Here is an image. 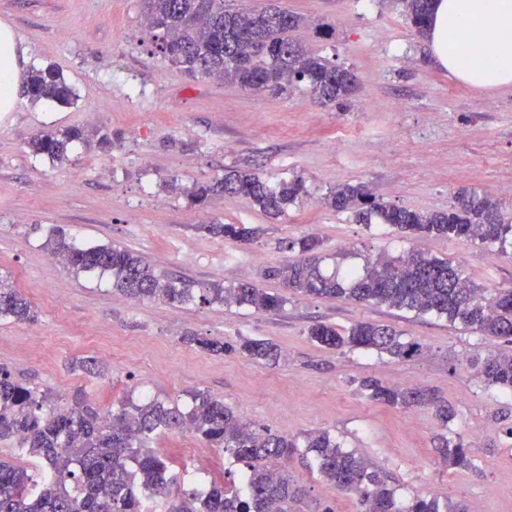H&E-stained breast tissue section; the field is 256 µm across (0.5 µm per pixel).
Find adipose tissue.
<instances>
[{"mask_svg": "<svg viewBox=\"0 0 512 512\" xmlns=\"http://www.w3.org/2000/svg\"><path fill=\"white\" fill-rule=\"evenodd\" d=\"M439 68L481 90L512 86V0H436L427 37ZM27 50L0 23V112L15 108Z\"/></svg>", "mask_w": 512, "mask_h": 512, "instance_id": "1", "label": "adipose tissue"}]
</instances>
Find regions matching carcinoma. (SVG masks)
<instances>
[{"label": "carcinoma", "instance_id": "cac0c4a2", "mask_svg": "<svg viewBox=\"0 0 512 512\" xmlns=\"http://www.w3.org/2000/svg\"><path fill=\"white\" fill-rule=\"evenodd\" d=\"M416 34L427 36L433 0H398ZM145 38L165 60L192 77L211 78L271 95L305 90L321 104L340 110L355 89L354 74L335 62L305 50L294 33L306 19L277 5L229 8L224 0H143ZM34 101L69 104L72 88L50 69L34 68L26 86ZM106 150L112 135L81 127L44 129L28 147L63 165L78 144ZM306 194L302 179L269 180L257 173L231 170L221 178L194 184L199 204L215 195H243L267 216L285 214ZM325 204L357 224H388L412 238L456 237L480 242L490 252L512 249V224L504 222L499 204L485 194L463 189L447 211L419 212L385 203L367 186L344 183ZM217 237L247 243L259 228L247 224H208ZM43 248L70 272L107 276L112 289L138 299L160 300L175 307L221 304L276 312L286 302L252 283L215 282L198 288L170 274L156 273L141 256L112 244L68 239L52 228ZM283 250L297 257L283 267L267 269L288 291L313 298L348 299L384 305L417 316L434 315L490 338L512 342V288L490 291L477 286L462 265L429 257L417 250L398 256L367 257L343 276L326 275L320 264L321 242L309 236L288 240ZM32 303L0 280V319L30 322ZM311 341L330 349L374 350L400 361L417 356L422 344L402 337L391 325L358 321L340 331L329 323L308 327ZM190 344L214 355L237 348L248 358L268 365L279 362L280 348L264 339L240 336L236 344L190 335ZM475 377L487 386L512 392V353L490 351L468 359ZM359 391L370 402L394 409H432L441 426L454 416L448 403L428 388L401 389L376 379H363ZM187 430L233 459L234 472L212 480L199 493L177 486L170 462L147 447L160 434ZM9 442L38 463L33 469L0 460V512H290L304 490L288 477V460L299 449L315 453L320 479L356 499L357 512H468L458 503H440L417 494L403 506L382 472L354 451H345L327 431L291 437L260 430L205 391L191 393V404L165 403L155 397L128 396L104 414L90 407L80 392L67 400L50 389L20 383L0 366V443ZM444 463L472 468L462 441L438 437Z\"/></svg>", "mask_w": 512, "mask_h": 512}]
</instances>
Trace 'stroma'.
I'll return each mask as SVG.
<instances>
[{
	"label": "stroma",
	"instance_id": "1",
	"mask_svg": "<svg viewBox=\"0 0 512 512\" xmlns=\"http://www.w3.org/2000/svg\"><path fill=\"white\" fill-rule=\"evenodd\" d=\"M279 3L309 20L300 33L309 51L354 74L347 111L303 90L277 97L184 75L142 45L141 0H0V23L26 47L28 68H57L75 93L62 106L22 92L14 111L0 115V279L37 311L31 322L0 320V365L17 381L64 397L83 392L98 411L129 394L182 404L205 391L261 429L329 432L383 471L401 503L431 493L470 512H512V439L497 418L512 412V392L485 387L466 364L506 341L444 319L296 294L272 313L136 301L71 273L42 248L53 227L83 241L125 245L156 271L197 284L248 280L278 293L280 282L266 271L292 260L282 242L311 235L322 242L328 272L362 265L368 255L416 249L459 262L485 288H512V255L490 254L464 238L413 240L385 224L354 223L324 203L349 182L389 204L446 210L468 188L501 201L512 220V87L476 89L435 66L426 40L393 0ZM72 126L112 133L111 151L81 145L61 166L28 151L33 133ZM232 169L272 180L298 176L307 194L271 218L243 196L198 205L164 188ZM208 224H252L261 234L239 243L208 234ZM363 320L394 326L422 343L421 353L398 361L307 337L318 321L346 329ZM189 334L227 343L265 339L284 358L268 366L233 351L214 355L185 343ZM88 357L105 364L104 374L70 369ZM364 378L430 387L454 418L443 427L425 407L400 412L373 404L358 390ZM441 433L462 439L477 470L442 462L434 447ZM149 445L175 455L178 472L201 491L231 466L214 449L200 465L192 453L200 442L189 432L162 434ZM288 471L308 493L293 512H308L312 501L355 512L350 496L320 480L311 456H295Z\"/></svg>",
	"mask_w": 512,
	"mask_h": 512
}]
</instances>
